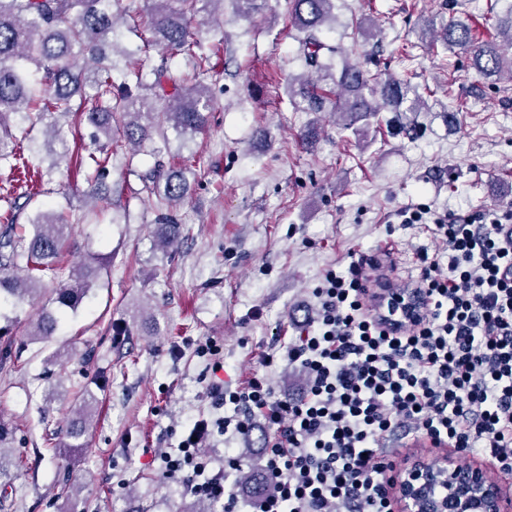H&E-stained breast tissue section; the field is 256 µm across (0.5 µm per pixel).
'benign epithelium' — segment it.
Wrapping results in <instances>:
<instances>
[{
    "label": "benign epithelium",
    "mask_w": 512,
    "mask_h": 512,
    "mask_svg": "<svg viewBox=\"0 0 512 512\" xmlns=\"http://www.w3.org/2000/svg\"><path fill=\"white\" fill-rule=\"evenodd\" d=\"M384 312L395 324L422 310L421 295L407 289L384 294ZM402 512H512V494L486 480L477 467H461L448 461L436 467L415 460L400 475ZM448 488L440 496L436 489Z\"/></svg>",
    "instance_id": "1"
}]
</instances>
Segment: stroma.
<instances>
[{
  "label": "stroma",
  "instance_id": "obj_1",
  "mask_svg": "<svg viewBox=\"0 0 512 512\" xmlns=\"http://www.w3.org/2000/svg\"><path fill=\"white\" fill-rule=\"evenodd\" d=\"M119 27L132 68L160 63L185 69L183 56H164L138 35L141 0ZM512 0H336L328 42L365 70L430 88L423 127L409 138L375 121L344 129L331 111L295 110L289 78L303 73L289 31L288 0H268L247 20L225 4L217 24L193 26L207 54L224 59L213 83L209 126L191 148L198 179L178 214L188 240L165 252L156 243L154 210L133 199L136 173L154 164L153 144L135 157L112 159L107 184L130 206L99 222L71 227L75 269L88 253L108 256L99 280L77 312L61 315L50 340L0 334L13 366L0 368V422L25 466L0 512H183V487L151 465L176 447L179 429L216 416L207 395L213 378L244 385L258 358L292 341L315 312L312 290L324 272L346 268L358 249L373 257L382 282L413 286L416 254L433 243L423 226L400 230L393 254L382 251L385 226L408 205L434 211L512 207V80L490 88L464 53L417 44L424 21L453 15L477 19L487 39L491 10ZM366 19L370 35L352 27ZM318 123V139L302 134ZM46 205L86 212L85 178L70 161L52 173ZM213 340L224 368L212 372L199 344ZM65 358H56V351ZM97 375L96 405L84 448L53 455L49 437L63 435L79 406L72 395L84 375ZM71 483L76 500L60 497Z\"/></svg>",
  "mask_w": 512,
  "mask_h": 512
}]
</instances>
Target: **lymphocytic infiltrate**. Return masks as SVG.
Here are the masks:
<instances>
[{
    "mask_svg": "<svg viewBox=\"0 0 512 512\" xmlns=\"http://www.w3.org/2000/svg\"><path fill=\"white\" fill-rule=\"evenodd\" d=\"M398 215L387 235L421 223L444 246L417 254L421 314L387 323L366 258L327 270L310 330L260 357L238 389L209 384L214 405L231 412L195 422L175 452L160 454L167 479L240 512L225 488L240 456L225 453L219 467L200 448L215 432L250 435L259 418L268 428L262 469L270 490L257 512H397V454L388 440L400 426L512 476V245L500 237L512 207L432 215L408 206ZM279 359L302 368L301 398L274 391L270 370Z\"/></svg>",
    "mask_w": 512,
    "mask_h": 512,
    "instance_id": "1",
    "label": "lymphocytic infiltrate"
}]
</instances>
